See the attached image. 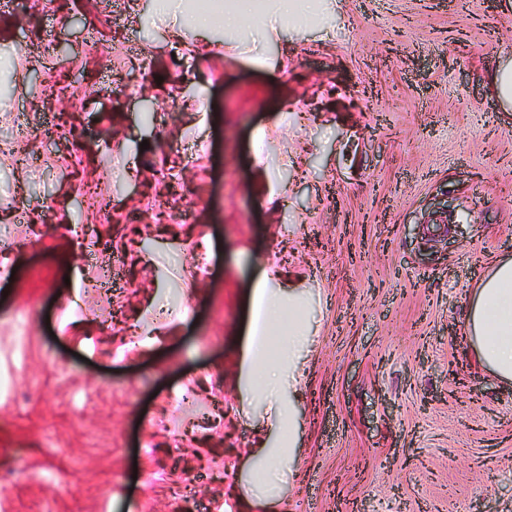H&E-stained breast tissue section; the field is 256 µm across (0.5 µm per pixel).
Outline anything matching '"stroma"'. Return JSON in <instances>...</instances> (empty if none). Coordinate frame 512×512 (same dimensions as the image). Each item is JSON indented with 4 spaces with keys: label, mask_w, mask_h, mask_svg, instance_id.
<instances>
[{
    "label": "stroma",
    "mask_w": 512,
    "mask_h": 512,
    "mask_svg": "<svg viewBox=\"0 0 512 512\" xmlns=\"http://www.w3.org/2000/svg\"><path fill=\"white\" fill-rule=\"evenodd\" d=\"M277 5L181 43L153 0L0 10V512H242L263 277L310 315L252 512H512V383L464 329L512 255V0ZM509 79L510 97L508 95ZM488 80L493 96L500 101L510 102L512 99V70L497 68L488 74ZM295 448H260L256 453L254 482L260 484L266 492L265 499L274 498L280 489L283 476V464L288 461L289 453Z\"/></svg>",
    "instance_id": "stroma-1"
}]
</instances>
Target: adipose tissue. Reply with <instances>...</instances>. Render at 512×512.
Listing matches in <instances>:
<instances>
[{"mask_svg":"<svg viewBox=\"0 0 512 512\" xmlns=\"http://www.w3.org/2000/svg\"><path fill=\"white\" fill-rule=\"evenodd\" d=\"M254 300L260 316L273 320L280 313L288 315V336L272 338L265 344L250 347L249 386L260 400H276L281 390L270 375L271 363L297 366L306 342L307 316L303 307L283 309L270 293L266 281H259ZM464 328L477 363L500 379L512 381V259L493 261L479 282L465 313ZM282 448H263L256 454L254 477L259 480L266 498H274L283 476V464L289 458L288 448L294 436H286Z\"/></svg>","mask_w":512,"mask_h":512,"instance_id":"ef3b65f1","label":"adipose tissue"}]
</instances>
